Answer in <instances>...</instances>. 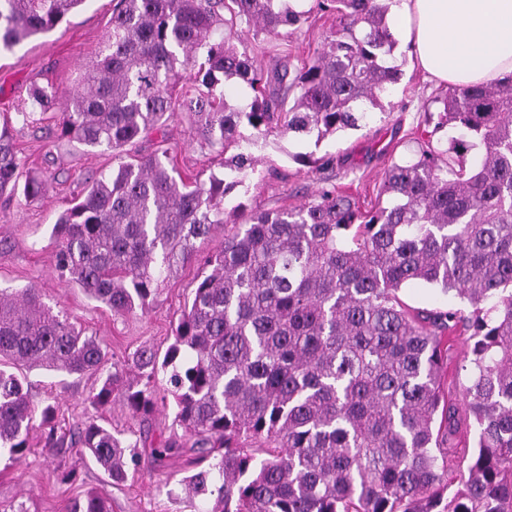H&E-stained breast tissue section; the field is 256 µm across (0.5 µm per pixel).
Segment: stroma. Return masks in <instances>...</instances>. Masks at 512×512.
I'll return each instance as SVG.
<instances>
[{
  "mask_svg": "<svg viewBox=\"0 0 512 512\" xmlns=\"http://www.w3.org/2000/svg\"><path fill=\"white\" fill-rule=\"evenodd\" d=\"M309 17L288 37H242L239 50L247 52L265 69L285 58L298 65L312 59L321 49L336 19L330 13L311 9L302 0ZM112 18V0H85L83 7L54 30L0 53V118L11 121L21 176L37 173L45 180L38 200L0 199V288L42 289L51 300L61 302L74 321L86 327L108 351V358L122 363L143 345L165 350L172 329L190 298L199 265L191 264L170 278L156 295L147 313L113 314L91 301L77 286L61 281L55 266V247L50 239L58 215L70 206L86 182L111 171L116 161L110 151L93 149L60 137L52 113H34L29 122L17 120L18 109L27 107V91L35 84H51L60 96L72 94L76 80L94 58L104 41ZM389 64L398 66L401 76L383 100L367 126L337 133L335 138L314 143L292 135L272 134L259 141L253 153L260 160L243 186L228 197L223 224L215 226L210 247L224 240V230L234 222L232 209L242 205L243 215L273 209L292 210L322 190L351 194L361 211H374L383 203L380 189L392 163L414 157L424 142L449 145L457 131L437 128L440 98L447 86L427 78L417 65L410 46L397 42ZM168 148L180 170L222 174V159L200 148L186 118L177 116L163 131L152 132L133 145L136 154L153 153L157 146ZM313 154L318 166L296 161V154ZM97 384L95 374L67 376L35 369L27 375L31 404L42 407L57 398L69 424L97 416L90 397ZM106 418L113 429L134 441H153L177 433L171 409L159 408L134 418L122 403L112 404ZM74 471L72 480L62 475ZM189 456L168 460L158 469L149 454H142L137 470L126 482L112 483L78 449L50 453L43 447L31 450L17 465L0 461V512L20 507L24 512H67L72 499L93 491L107 499L110 512H206L208 505L197 499L176 498L178 481L192 474Z\"/></svg>",
  "mask_w": 512,
  "mask_h": 512,
  "instance_id": "1",
  "label": "stroma"
}]
</instances>
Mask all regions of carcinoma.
Returning a JSON list of instances; mask_svg holds the SVG:
<instances>
[{"label": "carcinoma", "instance_id": "cac0c4a2", "mask_svg": "<svg viewBox=\"0 0 512 512\" xmlns=\"http://www.w3.org/2000/svg\"><path fill=\"white\" fill-rule=\"evenodd\" d=\"M292 0H113L95 59L62 102L33 85L34 110L61 135L104 147L117 167L87 186L52 228L60 278L126 315L146 312L175 268L200 257L224 199L255 172L252 146L273 131L319 144L369 121L399 80L387 0H316L336 28L309 62L264 71L234 39L282 36L308 19ZM85 0H0V51L55 29ZM249 88L243 106L224 82ZM436 128L464 137L393 163L385 205L362 214L324 190L300 208L253 214L203 256L190 302L164 355L135 350L107 368L100 341L33 286L0 289V459L33 447L81 448L114 482L136 445L95 419L58 434L57 406L32 407L21 369L94 372L98 408L119 397L134 416L172 399L179 448L198 472L180 481L207 512H512V77L455 88ZM200 147L226 154L224 175H182L168 150L130 160L127 147L178 114ZM473 148L479 157L467 164ZM9 122L0 124V198L38 199L19 183ZM422 283L467 303L424 312L399 291ZM471 331L462 394L477 424L468 476L451 496L446 433L456 409L443 393L448 335ZM166 388L158 390V378ZM69 512H109L90 491Z\"/></svg>", "mask_w": 512, "mask_h": 512}]
</instances>
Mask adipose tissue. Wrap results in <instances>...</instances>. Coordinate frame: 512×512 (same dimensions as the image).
Returning a JSON list of instances; mask_svg holds the SVG:
<instances>
[{
	"instance_id": "adipose-tissue-1",
	"label": "adipose tissue",
	"mask_w": 512,
	"mask_h": 512,
	"mask_svg": "<svg viewBox=\"0 0 512 512\" xmlns=\"http://www.w3.org/2000/svg\"><path fill=\"white\" fill-rule=\"evenodd\" d=\"M388 20L437 82L462 87L512 76V0H392Z\"/></svg>"
}]
</instances>
